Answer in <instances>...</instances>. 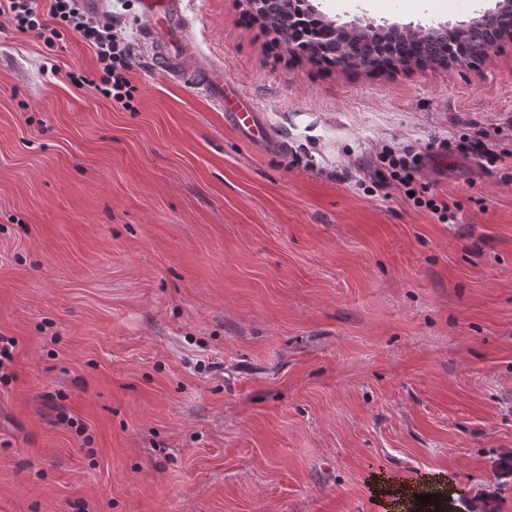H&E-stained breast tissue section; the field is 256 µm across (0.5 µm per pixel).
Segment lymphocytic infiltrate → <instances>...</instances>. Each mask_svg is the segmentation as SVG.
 <instances>
[{
    "label": "lymphocytic infiltrate",
    "mask_w": 512,
    "mask_h": 512,
    "mask_svg": "<svg viewBox=\"0 0 512 512\" xmlns=\"http://www.w3.org/2000/svg\"><path fill=\"white\" fill-rule=\"evenodd\" d=\"M0 14L7 15L16 30L31 32L53 44L61 28L78 34L97 60L94 77L70 73V81L77 87H87L104 98L119 104L123 110L133 111L137 92L128 76L133 46L112 25L83 8L80 0H48L47 12H40L34 0H0ZM378 159L389 179L411 193L415 206L435 214L439 221H448L449 206L430 194L417 176L423 165L421 153L410 149L382 150Z\"/></svg>",
    "instance_id": "1"
}]
</instances>
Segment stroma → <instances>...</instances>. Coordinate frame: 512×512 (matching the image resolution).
I'll return each mask as SVG.
<instances>
[{
  "instance_id": "stroma-1",
  "label": "stroma",
  "mask_w": 512,
  "mask_h": 512,
  "mask_svg": "<svg viewBox=\"0 0 512 512\" xmlns=\"http://www.w3.org/2000/svg\"><path fill=\"white\" fill-rule=\"evenodd\" d=\"M337 23L464 24L498 0H312ZM137 49L135 111L0 17V512H378L385 472L512 512V42L391 75L288 54L247 0L191 33L253 99L247 142ZM448 148H441V141ZM420 151L448 222L389 185ZM458 148L466 154H472L478 157H483L496 166L498 161L503 162L504 156L512 157V153H495L494 150L488 147V144L482 139V137L463 134L459 137Z\"/></svg>"
}]
</instances>
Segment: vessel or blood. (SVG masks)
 Returning a JSON list of instances; mask_svg holds the SVG:
<instances>
[{"mask_svg": "<svg viewBox=\"0 0 512 512\" xmlns=\"http://www.w3.org/2000/svg\"><path fill=\"white\" fill-rule=\"evenodd\" d=\"M138 4L147 22L143 38L156 69L169 80L196 89L248 141L269 142L253 101L227 76L223 65L212 62L189 35L187 0H138Z\"/></svg>", "mask_w": 512, "mask_h": 512, "instance_id": "b4317fda", "label": "vessel or blood"}]
</instances>
